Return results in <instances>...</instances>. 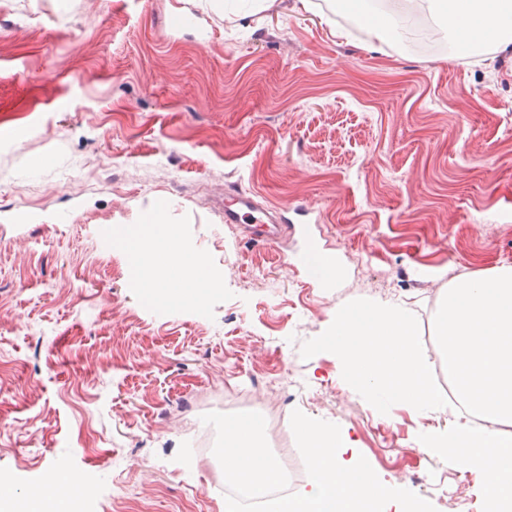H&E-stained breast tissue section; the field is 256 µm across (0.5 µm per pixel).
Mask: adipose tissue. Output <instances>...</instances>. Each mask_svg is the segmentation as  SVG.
<instances>
[{"label":"adipose tissue","mask_w":512,"mask_h":512,"mask_svg":"<svg viewBox=\"0 0 512 512\" xmlns=\"http://www.w3.org/2000/svg\"><path fill=\"white\" fill-rule=\"evenodd\" d=\"M448 36L456 56L468 55L479 35L496 36L501 50L512 47V0H418ZM138 268L148 271L147 286L156 297H203L210 287L200 255L180 245L176 229L147 232L134 248Z\"/></svg>","instance_id":"ef3b65f1"}]
</instances>
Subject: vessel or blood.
Listing matches in <instances>:
<instances>
[{"label":"vessel or blood","mask_w":512,"mask_h":512,"mask_svg":"<svg viewBox=\"0 0 512 512\" xmlns=\"http://www.w3.org/2000/svg\"><path fill=\"white\" fill-rule=\"evenodd\" d=\"M224 222L247 225L249 240L274 249L289 230L280 211L263 205L255 194L234 187L224 192Z\"/></svg>","instance_id":"obj_1"}]
</instances>
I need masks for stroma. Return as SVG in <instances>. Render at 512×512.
Returning <instances> with one entry per match:
<instances>
[{
  "label": "stroma",
  "mask_w": 512,
  "mask_h": 512,
  "mask_svg": "<svg viewBox=\"0 0 512 512\" xmlns=\"http://www.w3.org/2000/svg\"><path fill=\"white\" fill-rule=\"evenodd\" d=\"M0 0V483L98 485L87 512H224L209 412L255 411L304 461L293 411L339 425L381 482L466 512L454 464L305 359L336 310L434 317L452 278L512 267V52L451 57L417 10L357 33L332 0ZM235 185L313 222L287 255L224 223ZM202 254L198 301L146 307L131 245L149 217ZM329 271H314L318 259Z\"/></svg>",
  "instance_id": "stroma-1"
}]
</instances>
